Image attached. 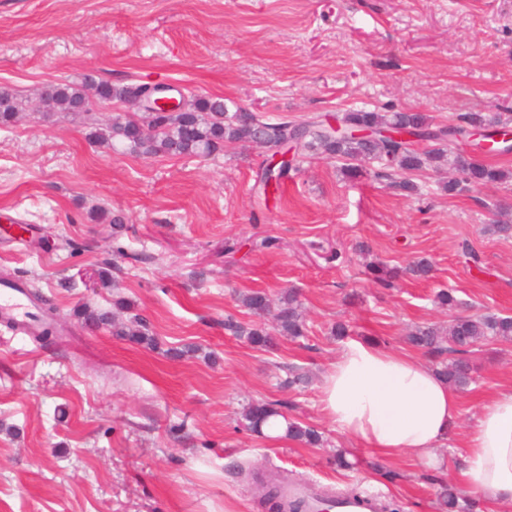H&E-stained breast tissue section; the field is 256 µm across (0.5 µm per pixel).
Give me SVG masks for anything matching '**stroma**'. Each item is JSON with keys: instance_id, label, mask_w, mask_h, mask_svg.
<instances>
[{"instance_id": "1", "label": "stroma", "mask_w": 512, "mask_h": 512, "mask_svg": "<svg viewBox=\"0 0 512 512\" xmlns=\"http://www.w3.org/2000/svg\"><path fill=\"white\" fill-rule=\"evenodd\" d=\"M91 74L115 84H164L221 96L271 120L304 121L367 108L427 114L512 113V0H0V85L30 100L47 81ZM91 117L27 111L0 126V279L25 281L56 306L48 341L0 324V512H268L256 478L339 492L374 490L396 512H440V484L458 485L459 438L483 398L512 383V342L489 340L467 359L454 436L432 469L386 457L337 432L320 407L322 379L345 339L415 353L408 331L455 313L512 315V179L447 193L456 156L512 172V151L447 148L407 194L320 156L271 198L255 187L267 151L227 145L207 158L143 157L95 145ZM125 216L122 228L89 217ZM274 238L269 249L261 239ZM238 243L235 252L226 242ZM469 244L483 267L469 265ZM419 256L430 278L406 273ZM401 268L393 291L365 265ZM298 293L304 338L259 350L224 328L256 317L240 298ZM453 290L457 309L434 301ZM129 304L152 346L86 327L78 308ZM181 357H173V350ZM309 376L286 383L290 367ZM280 401L315 426L323 446L273 441L241 426L244 406ZM344 452L351 467L337 464Z\"/></svg>"}]
</instances>
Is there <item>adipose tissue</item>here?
I'll use <instances>...</instances> for the list:
<instances>
[{"mask_svg":"<svg viewBox=\"0 0 512 512\" xmlns=\"http://www.w3.org/2000/svg\"><path fill=\"white\" fill-rule=\"evenodd\" d=\"M323 413L341 434L384 456L409 453L438 465L434 454L455 425L460 397L417 358L353 340L323 377ZM459 478L469 494L512 501V386L483 401L467 434Z\"/></svg>","mask_w":512,"mask_h":512,"instance_id":"1","label":"adipose tissue"}]
</instances>
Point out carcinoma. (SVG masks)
<instances>
[{
    "label": "carcinoma",
    "mask_w": 512,
    "mask_h": 512,
    "mask_svg": "<svg viewBox=\"0 0 512 512\" xmlns=\"http://www.w3.org/2000/svg\"><path fill=\"white\" fill-rule=\"evenodd\" d=\"M146 87L133 89L116 86L110 82L86 80L77 85L70 82H55L38 99L39 107L49 115H80L90 112V102L95 99L102 103L125 102L132 95H141ZM229 111L224 99L196 94L187 96L186 111L169 118L162 112H143L137 119L121 115L112 118L105 125L92 124L87 138L106 148H123L144 157L167 155H193L209 157L226 144H247L256 138L262 139V146L276 151L286 143L293 144L292 164L299 165L313 155H321L343 163L344 170L355 175L362 171L361 163L375 161L379 168L374 172L378 179L390 181V185L409 194L418 191L411 176L423 170L426 165L442 157L439 145L472 136L470 130L481 132L495 125L512 122L507 113L493 117L480 113H466L448 125H435L423 112H379L365 108L352 110L336 116L347 129L375 131L406 129L416 139L397 143L389 138L367 139L353 136L332 137L327 132V117H315L303 122L282 118L270 121L262 112H252L238 104ZM22 110V102L7 87L0 88V124L10 125ZM419 142H432L436 147L421 152L414 148ZM454 164L463 178L448 182L444 189L461 192L471 187L505 181L512 174L488 167L473 158L458 157ZM286 171L266 166L257 174V185L267 194L269 188L279 189ZM372 282L382 288L394 287L398 271L384 264L369 266ZM241 302L255 315L264 314L269 308L268 296L260 291L243 295ZM79 317L94 326L112 325V333L128 340L143 343L150 341L135 325L121 322L108 312L82 309ZM276 326L270 330L263 326L245 325L236 320L224 322L225 329L233 335L245 337L255 347L269 348L274 344L275 334L292 339L305 336V323L299 310L297 293L285 292L279 299L275 316ZM489 339L512 341V316L495 314L464 315L455 317L448 328L434 325L416 327L407 337L408 342L439 358L438 372L450 384L462 387L468 383L470 365L463 355L465 347ZM280 402H252L243 411L245 427L261 433L262 423L271 416H281ZM288 439L315 446L322 441L318 430L302 422L288 421ZM439 498L446 512H467L466 505L452 489L442 488ZM265 500L271 503L275 512H304V504L296 502L288 506L277 500V494L269 491Z\"/></svg>",
    "instance_id": "cac0c4a2"
}]
</instances>
